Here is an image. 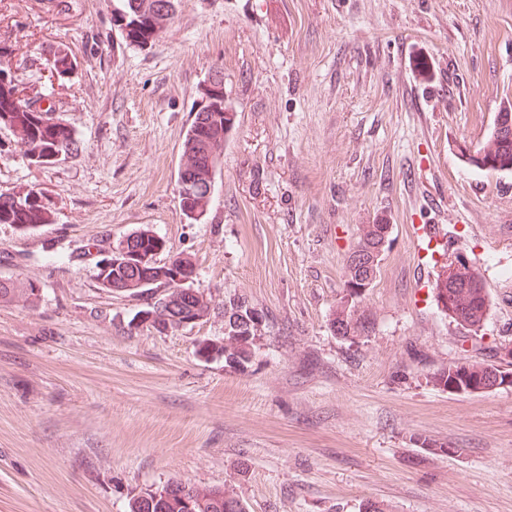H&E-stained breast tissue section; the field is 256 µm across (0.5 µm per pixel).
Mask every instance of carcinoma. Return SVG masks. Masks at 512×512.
Here are the masks:
<instances>
[{"label":"carcinoma","instance_id":"carcinoma-1","mask_svg":"<svg viewBox=\"0 0 512 512\" xmlns=\"http://www.w3.org/2000/svg\"><path fill=\"white\" fill-rule=\"evenodd\" d=\"M122 17L127 19L126 39L132 46L145 48L155 43L173 18L177 0H117ZM75 57L66 47H57L50 59V76L62 83L73 75ZM214 80L202 88L204 105L196 112L182 142V158L177 173L180 207L186 218L202 219L208 212L215 190L218 170L224 157V144L229 137L227 125H236V113L224 111V76L216 68ZM25 88L16 80L0 78V128L9 130L34 164H55L75 154L79 147L76 131L61 116L38 111L37 102L51 98L56 89L49 80L36 92L25 95ZM475 165L488 172H512V135L493 129L475 150ZM54 211L45 195L33 188H20L0 193V224H12L20 230H30L41 224H51ZM384 235L381 224L361 225L357 249L380 252ZM172 259L186 266L184 286L172 287L168 280H157L155 287L164 289V305L160 315L184 320L207 316L215 310L212 298L205 292L198 297H186L183 292L193 287L195 265L188 256ZM100 287L111 293L135 297L140 290L126 287V273L120 268L98 269ZM435 282L446 285L451 313L448 318L456 325L476 331L484 323L489 310V292L479 269L472 264L440 266ZM40 284L28 278L0 277V304H17L35 308L40 296L32 290ZM247 300L234 297L224 302V339L213 340L214 357L224 358L231 366H242L253 355V340L260 319ZM333 331L344 338L356 339L369 332L370 322L356 304L343 300L336 305L330 318ZM490 364L485 361L461 359L445 365L430 376V383L445 389L452 374L460 368L470 375L487 374ZM127 512H246V507L234 493L221 487L189 486L188 490H168L158 487L128 502Z\"/></svg>","mask_w":512,"mask_h":512}]
</instances>
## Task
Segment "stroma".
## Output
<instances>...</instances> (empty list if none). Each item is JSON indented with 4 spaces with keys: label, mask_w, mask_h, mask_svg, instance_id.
<instances>
[{
    "label": "stroma",
    "mask_w": 512,
    "mask_h": 512,
    "mask_svg": "<svg viewBox=\"0 0 512 512\" xmlns=\"http://www.w3.org/2000/svg\"><path fill=\"white\" fill-rule=\"evenodd\" d=\"M113 3L0 0V73L32 86L73 50L55 109L81 143L36 165L0 130V193L33 187L54 210L0 224V277L42 288L36 309L0 305V512H127L173 480L248 512H512V389L428 381L512 348V174L469 161L512 98V0H180L144 49ZM217 66L236 125L191 222L181 142ZM375 221L373 327L346 339L330 315ZM141 228L192 258L217 308L258 310L247 364L198 355L218 312L162 335L134 323L160 289L100 288L98 263ZM460 254L490 294L475 332L432 288ZM49 62L50 78H53L56 75L58 85H63L64 81H68L75 71V57L66 47H57L53 51ZM383 224H364L361 225V235L360 241L357 246L358 250L362 251H375L376 253H380L382 241L385 242V239L389 232V225L385 226V230ZM385 233V237L383 240V235Z\"/></svg>",
    "instance_id": "stroma-1"
}]
</instances>
